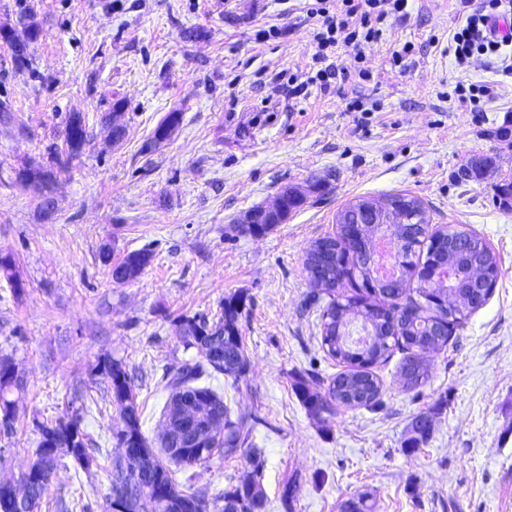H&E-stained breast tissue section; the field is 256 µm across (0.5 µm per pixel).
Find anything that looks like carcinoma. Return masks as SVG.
Returning <instances> with one entry per match:
<instances>
[{
  "label": "carcinoma",
  "mask_w": 512,
  "mask_h": 512,
  "mask_svg": "<svg viewBox=\"0 0 512 512\" xmlns=\"http://www.w3.org/2000/svg\"><path fill=\"white\" fill-rule=\"evenodd\" d=\"M124 104L118 101L115 112L103 119L108 137L114 143L123 139L125 131L118 122L119 110ZM181 121V113L169 112L159 122L154 138L164 140L172 135ZM90 133L82 116L69 117L66 126L65 149L54 153L56 165L64 167L78 157L89 142ZM22 180L39 190L43 209L52 207L50 190L51 172L41 168H25ZM287 198L285 209L272 216L256 209L259 219L254 224L237 225L238 232L260 235L274 225L281 224L288 214L300 208L305 199L291 190H284ZM368 201L359 200L347 205L338 215V231L332 236L315 241L306 251L305 270L316 283H322L331 301L322 314V345L336 362L347 370L331 378L324 391H313L308 381L299 377L295 391L307 411L320 416L337 407L379 408L382 406V383L370 368L385 360L392 347L407 351L400 365L404 384L409 388L421 386L425 370L420 353L435 351L448 342V324L462 319L484 305L497 284V278L485 280L483 294L471 287V270L480 267L497 270L495 253L485 242L464 224H450L429 231V218L421 201L408 198L405 208L393 211L387 223H374V216L366 211ZM362 234L369 239L390 234L403 243L406 254L398 261L400 275L391 288L370 291L365 283L375 277L374 268L351 255L350 236ZM104 264L111 266L112 278L130 281L136 278L150 261L146 251L126 253L118 262H111V252L101 254ZM13 258L0 254V271L20 292L21 281L13 272ZM367 294L365 299L348 296L339 299L336 289L345 283ZM453 291L455 302L451 309L448 291ZM242 302L232 296L221 304L218 321L212 325L202 318L185 317L179 322V334L184 343L197 350L201 360L187 362L178 367L167 379L171 398L164 411L165 431L180 435L196 427L208 431L205 447L184 456L168 455L171 463L192 467L210 462L214 456L239 455L245 463L246 474L237 484L214 498L204 489L186 493L168 464L164 463L149 447L141 430V412L137 403L135 386L123 363L105 357L98 361V372L106 379L107 394L116 407L119 421L114 428L116 441L134 439L145 450L137 464L120 457L111 460V493L106 499L104 512H113L114 500H119L124 512H264L265 501L261 488L263 463L254 449L249 447V437L255 423L238 416L233 417L224 404V398L209 387H199L195 382L212 370L236 379L247 368V358L237 322ZM359 317L367 331L366 341L356 344L349 339L347 326L350 317ZM22 388L15 377V365L8 356L0 358V426L11 427L17 402L10 395ZM412 437L409 447L427 439L433 429V419L428 412L414 416L410 424ZM40 439L34 461L26 480L23 495L13 498L0 493V512H41L43 496L57 463L68 455L85 472H90L95 458L88 452L90 439L82 429L80 419L72 416L38 427Z\"/></svg>",
  "instance_id": "1"
}]
</instances>
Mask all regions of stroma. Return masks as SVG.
I'll return each mask as SVG.
<instances>
[{
    "label": "stroma",
    "mask_w": 512,
    "mask_h": 512,
    "mask_svg": "<svg viewBox=\"0 0 512 512\" xmlns=\"http://www.w3.org/2000/svg\"><path fill=\"white\" fill-rule=\"evenodd\" d=\"M306 0H0V27L25 35L29 63L0 44V253L23 283L0 274V355L24 389L11 429L0 427V481H19L34 458L37 427L79 417L96 441L84 472L59 457L42 512L65 501L103 512L110 492L118 414L98 356L121 360L138 392L142 432L160 450L170 392L166 373L195 358L177 325L216 317L239 295L248 366L238 379L203 377L233 414L255 419L250 442L264 462L265 512H343L365 497L370 512H512V209L496 186L512 179V44L459 65L448 47L462 21L459 0H411L362 51L339 46L328 88L291 96L290 75L314 52ZM278 28L279 37L258 39ZM371 72L362 81L360 69ZM487 86L478 107L456 86ZM125 107L112 143L102 117ZM182 121L167 139L163 117ZM93 132L82 154L55 167L71 114ZM491 156L483 180H460ZM26 168L52 173L44 212ZM304 204L264 235L238 233L243 214L286 189ZM402 193L421 200L432 228L465 224L497 255L500 277L486 304L440 351L427 378L403 386L402 350L375 366L383 406L314 417L293 383L324 390L342 364L321 343L328 298L304 269L306 251L335 234L351 202ZM151 255L137 278L113 279L101 258ZM431 412L430 437L408 450L410 423ZM238 456L179 467L177 481L216 495L237 484ZM297 480L283 505L281 492Z\"/></svg>",
    "instance_id": "1"
}]
</instances>
